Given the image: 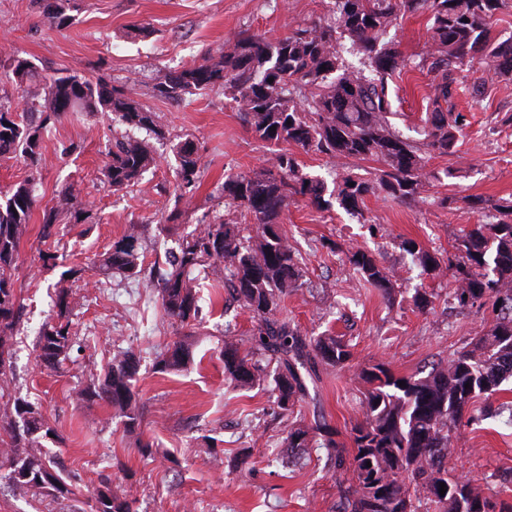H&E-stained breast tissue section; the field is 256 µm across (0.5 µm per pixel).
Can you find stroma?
I'll return each instance as SVG.
<instances>
[{"label":"stroma","mask_w":512,"mask_h":512,"mask_svg":"<svg viewBox=\"0 0 512 512\" xmlns=\"http://www.w3.org/2000/svg\"><path fill=\"white\" fill-rule=\"evenodd\" d=\"M57 6L68 16L57 28L47 15ZM332 0H0V107L22 118L26 92L12 73L14 58L30 61L43 81L67 73L102 80L156 112L161 136L148 139L155 165L139 182L116 191L101 172L115 138L126 128L110 113L72 112L55 123L43 141L44 161L30 168L23 158L0 157V195L34 179L37 202L18 248L13 272L16 326L10 339L11 374L1 393L39 407L57 434L47 442L54 467L75 493L68 498L22 493L0 478V512H94L102 477L114 494L133 498L137 512H337L336 469L316 431L327 423L333 440L352 455V429L362 419L360 368L382 362L398 376L429 371L482 335L492 323L484 308L459 307L449 292L451 276L423 272L402 247L412 239L426 249L453 256L463 231L482 223L475 197H512V82H489L485 61L459 72L466 91L454 101L467 125L454 154L435 156L426 166L423 201L401 203L367 197L359 212L339 204L318 208L293 194L281 228L301 255L299 286L284 296L278 317L301 333L335 336L348 344L349 364L319 365L320 380L292 417L276 419L270 388L235 387L224 377L220 349L225 335L249 352L255 325L247 310L225 305L222 284L198 278L200 320L183 326L165 317L153 289L115 272L99 274L94 263L123 238L132 224L146 225V261L176 248L204 216H222L255 228L249 215L228 207L224 178L267 165L271 153L257 140L223 88L180 99L156 97L153 88L183 68L201 64L218 50L233 48L242 32L269 41L298 26L327 17ZM428 15H399L386 37L407 61L391 83L390 123L415 139L426 118V99L440 77L415 62L428 46ZM193 141L199 157L196 188L182 193L175 176L176 152ZM303 170L333 189L343 168L370 177L378 164L349 160L347 166L294 148ZM77 194L89 213L59 217L50 239L40 236L42 214L58 196ZM454 197L453 206L442 203ZM370 253L393 273L390 295L354 274L349 251ZM78 268L66 315L76 343L65 360L48 367L36 358L41 325L57 314V283ZM433 297L419 312L415 294ZM189 346L190 363L178 372L155 367L173 342ZM130 348L141 357L135 384L141 421L136 429L111 405L86 407L74 391L90 377L104 376L115 353ZM313 428L302 458L284 450L291 421ZM151 443L156 458L138 446ZM454 472L481 485L486 495L512 503V425L505 416H485L460 431L448 462Z\"/></svg>","instance_id":"1"}]
</instances>
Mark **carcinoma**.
<instances>
[{"mask_svg":"<svg viewBox=\"0 0 512 512\" xmlns=\"http://www.w3.org/2000/svg\"><path fill=\"white\" fill-rule=\"evenodd\" d=\"M512 8V0H334L332 17L324 24L301 26L276 42L242 33L234 47L211 56L206 63L183 69L158 83L156 95L178 98L220 85L238 110L245 113L256 138L274 149L271 166L224 180L228 204L244 209L257 226L258 240L241 235L235 224L218 217L179 240L174 251L146 266L139 252L145 225L131 224L121 241L100 260L106 274L119 270L155 288L165 314L189 326L197 321L199 305L193 273L210 271L228 282L232 297L253 314L251 341L274 359L267 370L241 354L227 337L221 350L224 376L242 389L273 385L279 415L294 412L309 388L316 361L332 367L351 358L348 346L334 336H303L288 320L275 318L281 297L296 287L299 259L280 226L288 194H302L320 208L324 184L303 173L282 144L313 150L330 158L372 159L380 164L374 177L354 173L342 177L340 204L356 212L368 195L401 202L421 197L427 157L454 153L466 127V116L447 108L459 89L456 72L484 59L492 77L512 80V38L498 41L491 24L498 12ZM427 12L431 42L420 55L418 68L440 74L441 82L429 98L423 139L411 140L393 129L388 114L393 101L389 80L407 66L396 43L384 41L399 13ZM348 38L347 52L358 54L362 66L353 67L342 55L340 38ZM12 73L27 84L26 110L39 116L17 122L0 110V156H21L31 167L43 160V135L68 112L95 114L110 111L129 130L162 135L158 116L102 82L77 74L41 84L31 62L14 60ZM273 82H268V79ZM276 130H270V127ZM105 181L119 190L136 184L154 164L148 141L124 136L109 150ZM180 187H195L199 158L187 139L177 151ZM36 203V184L27 179L0 201V381L11 371L10 337L15 325L14 270L18 246ZM495 214L468 230L456 246L460 253L451 266L461 307H491L493 324L475 341L453 352L426 375L399 378L383 363L363 367V420L352 429L354 454L346 461L336 442L324 443L327 459L351 472L340 486L339 512H416L413 494L425 493L436 512H512V504L486 495L472 480L448 471L456 430L475 421L473 406L489 400L512 378V199L492 206ZM79 218L77 196L68 191L44 211L41 236H52L58 215ZM426 273L443 270L441 258L414 240L403 242ZM354 272L384 291L392 274L363 251L352 254ZM67 287L58 294L59 321L45 323L36 345L41 363L54 366L72 348L69 323L61 318L68 308ZM190 360L188 347L175 342L156 361L161 372L176 371ZM140 358L130 349L112 358L103 377L76 391V399L90 406L101 400L122 411L129 428L139 424L133 405V382ZM406 386H399V381ZM0 428L9 432L7 449L0 450V470L11 486L35 495L58 498L72 494L62 475L43 453L42 440L57 437L32 403L15 398L0 410ZM308 429L288 430L286 448L310 447ZM446 484L440 494V484ZM134 501L98 491L95 512H136Z\"/></svg>","mask_w":512,"mask_h":512,"instance_id":"1","label":"carcinoma"}]
</instances>
